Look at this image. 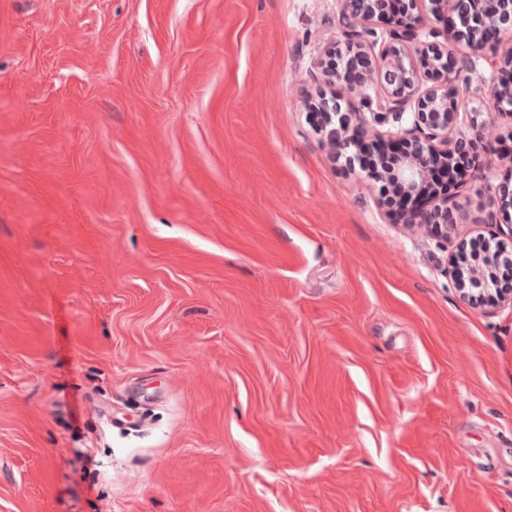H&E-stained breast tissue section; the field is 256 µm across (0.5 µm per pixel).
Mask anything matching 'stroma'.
<instances>
[{"instance_id": "obj_1", "label": "stroma", "mask_w": 512, "mask_h": 512, "mask_svg": "<svg viewBox=\"0 0 512 512\" xmlns=\"http://www.w3.org/2000/svg\"><path fill=\"white\" fill-rule=\"evenodd\" d=\"M340 0H0V512H512V306L333 159ZM476 58L461 109L512 177ZM464 245L465 242L461 241L449 258L456 286L463 298L470 300V297L473 296V288H469V286L480 285L481 288L477 290H479V295L483 296L486 303L499 304L507 302L511 305L512 289L505 291L495 288V284L485 276L483 270L472 263L471 257L475 258L481 250H484L483 242L481 240L475 241L469 245L471 256Z\"/></svg>"}]
</instances>
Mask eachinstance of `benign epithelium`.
<instances>
[{"mask_svg":"<svg viewBox=\"0 0 512 512\" xmlns=\"http://www.w3.org/2000/svg\"><path fill=\"white\" fill-rule=\"evenodd\" d=\"M433 15L448 14L447 29H429L420 47L412 50L405 40H418L417 17L394 13L387 0H341L343 40L326 45L314 67L328 90L305 102L316 134L334 156L354 148L347 162L350 168L364 165L362 148L368 122L390 129L375 142L397 155L387 175L398 180L400 192L415 200L427 188L432 170L453 161L463 139L460 132V76L470 70L473 55L489 44L501 48L492 62L498 75L495 83L497 107L512 112V28L503 19L512 14V0H427ZM383 20L393 29L378 38L375 23ZM432 82L421 87L419 76ZM345 85L346 108L336 96V84ZM411 116V127L403 126ZM470 179L481 183L480 191L499 209L512 208V190L489 183L486 168L475 170ZM408 224L423 227L432 235L448 234V194L437 197L430 209L410 207ZM512 255V231L485 239L484 263L497 266ZM460 294L472 297L471 286L490 304H512V289L503 291L472 263L465 242L449 258Z\"/></svg>","mask_w":512,"mask_h":512,"instance_id":"7a95c632","label":"benign epithelium"}]
</instances>
